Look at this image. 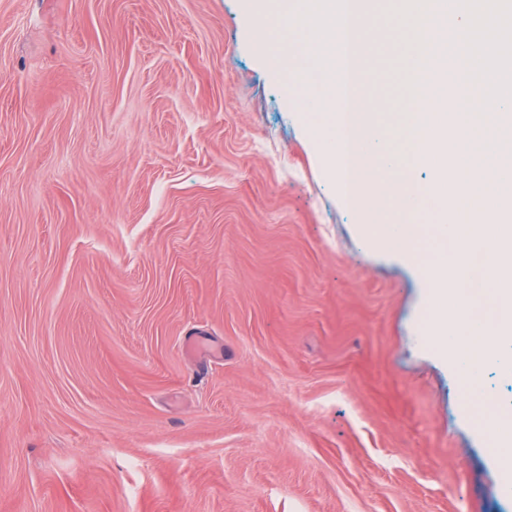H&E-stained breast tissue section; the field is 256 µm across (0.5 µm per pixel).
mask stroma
I'll use <instances>...</instances> for the list:
<instances>
[{"label": "stroma", "instance_id": "stroma-1", "mask_svg": "<svg viewBox=\"0 0 512 512\" xmlns=\"http://www.w3.org/2000/svg\"><path fill=\"white\" fill-rule=\"evenodd\" d=\"M410 39L364 42L387 149ZM305 95L241 0H0V512H512Z\"/></svg>", "mask_w": 512, "mask_h": 512}]
</instances>
